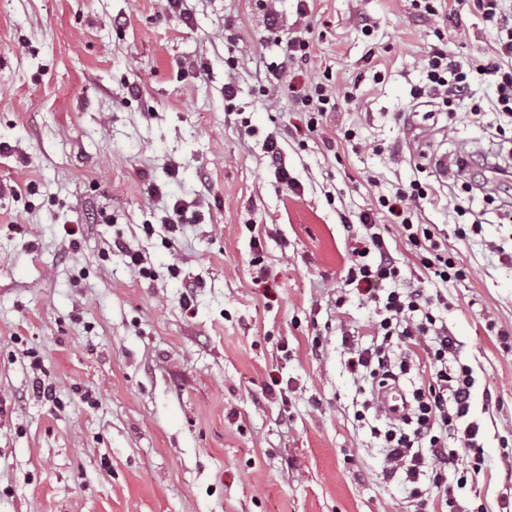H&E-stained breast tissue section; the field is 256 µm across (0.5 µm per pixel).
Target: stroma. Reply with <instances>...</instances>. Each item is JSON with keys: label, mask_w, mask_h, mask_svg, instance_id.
I'll return each mask as SVG.
<instances>
[{"label": "stroma", "mask_w": 512, "mask_h": 512, "mask_svg": "<svg viewBox=\"0 0 512 512\" xmlns=\"http://www.w3.org/2000/svg\"><path fill=\"white\" fill-rule=\"evenodd\" d=\"M297 4L273 2L311 60L270 96L256 0H0V512H414L371 433L387 418L353 416L346 341L369 344L376 312L346 282L341 222L414 179L440 187L423 216L467 271L437 310L483 426L459 501L512 512V197L471 198L466 241L445 209L464 193L457 156L512 164V125L497 132L487 78L452 111L413 95L436 30L479 65L496 29L417 18L412 0ZM323 79L340 99L311 132L295 96ZM344 128L357 148L329 144ZM270 133L301 190L270 166ZM173 196L188 209L172 236ZM379 222L407 285L427 287Z\"/></svg>", "instance_id": "stroma-1"}]
</instances>
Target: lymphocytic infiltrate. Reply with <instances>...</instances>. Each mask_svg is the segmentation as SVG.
<instances>
[{"instance_id":"1","label":"lymphocytic infiltrate","mask_w":512,"mask_h":512,"mask_svg":"<svg viewBox=\"0 0 512 512\" xmlns=\"http://www.w3.org/2000/svg\"><path fill=\"white\" fill-rule=\"evenodd\" d=\"M486 57L485 64L473 68L452 57L445 45L431 47L426 58L429 95L450 106L464 101L473 75L493 76L498 81L496 108L512 116V27L490 44ZM436 195L435 187L414 180L398 186L393 196H379L377 210L396 217L405 244L428 277L445 284L465 278L466 271L447 244L422 222L423 201ZM376 212L358 216L363 245L356 251L357 260L349 267L347 279L363 285L375 304L377 320L369 345L352 348L347 365L359 381L379 384L395 372H407L418 355H426L433 373L426 388L414 391L412 414L400 426L375 430L374 436L381 442L387 475L404 474L415 497L423 493L421 480H428L441 489L442 505L456 512V492L466 486L467 479L461 476L448 483L449 465L462 454L477 466L484 461L481 427L469 419L473 371L461 362L459 343L434 313L436 306L446 304V297H427L420 289L403 286ZM397 342L407 349L395 366L390 352Z\"/></svg>"}]
</instances>
